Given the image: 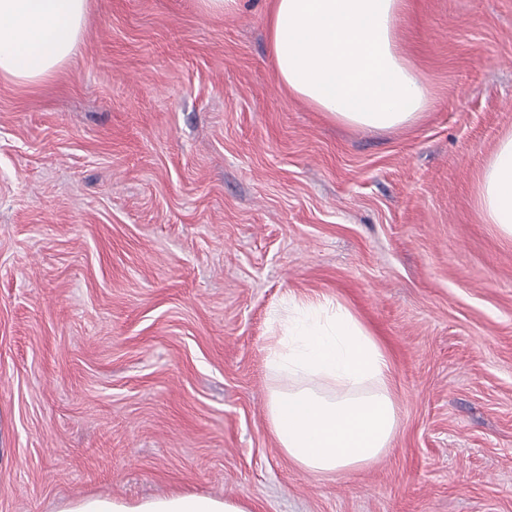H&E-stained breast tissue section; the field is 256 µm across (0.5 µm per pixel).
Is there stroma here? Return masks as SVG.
I'll return each mask as SVG.
<instances>
[{
  "mask_svg": "<svg viewBox=\"0 0 512 512\" xmlns=\"http://www.w3.org/2000/svg\"><path fill=\"white\" fill-rule=\"evenodd\" d=\"M268 5L90 0L53 77H0V512H512V240L477 206L512 0H407L431 106L386 133L280 86ZM321 296L386 350L398 406L388 450L329 476L267 421L275 313ZM55 512H251L244 500L197 494H173L135 504L108 497H84L60 502Z\"/></svg>",
  "mask_w": 512,
  "mask_h": 512,
  "instance_id": "1",
  "label": "stroma"
}]
</instances>
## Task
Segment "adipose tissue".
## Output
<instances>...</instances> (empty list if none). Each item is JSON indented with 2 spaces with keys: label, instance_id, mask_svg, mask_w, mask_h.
Returning <instances> with one entry per match:
<instances>
[{
  "label": "adipose tissue",
  "instance_id": "ef3b65f1",
  "mask_svg": "<svg viewBox=\"0 0 512 512\" xmlns=\"http://www.w3.org/2000/svg\"><path fill=\"white\" fill-rule=\"evenodd\" d=\"M406 0H273L267 19L279 83L341 124L394 131L430 108L427 84L404 55ZM89 0H0V75L35 84L75 52ZM485 223L512 238V132L489 156L477 187ZM269 365L292 380L273 391L271 433L301 469L319 475L374 462L389 447L398 410L387 354L344 304L293 303ZM56 512H251L246 501L173 494L135 504L108 497L60 502Z\"/></svg>",
  "mask_w": 512,
  "mask_h": 512
}]
</instances>
